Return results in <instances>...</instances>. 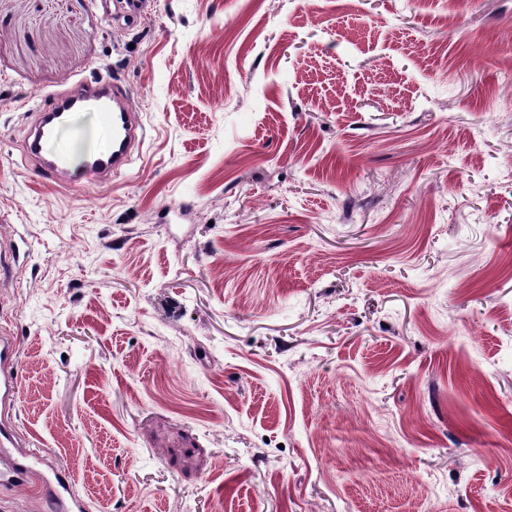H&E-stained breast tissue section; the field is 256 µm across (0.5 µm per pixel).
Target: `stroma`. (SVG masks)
Instances as JSON below:
<instances>
[{"mask_svg": "<svg viewBox=\"0 0 512 512\" xmlns=\"http://www.w3.org/2000/svg\"><path fill=\"white\" fill-rule=\"evenodd\" d=\"M146 139L34 178L33 97ZM20 452L96 512H512V0H0ZM67 87L41 99L23 143L33 175L73 189L79 181L72 169L74 148L60 141L78 112H93L105 142L85 150L83 169L88 179L101 184L126 170L146 137L141 113L132 107L127 87L111 76L67 81ZM55 144V149L50 148Z\"/></svg>", "mask_w": 512, "mask_h": 512, "instance_id": "obj_1", "label": "stroma"}]
</instances>
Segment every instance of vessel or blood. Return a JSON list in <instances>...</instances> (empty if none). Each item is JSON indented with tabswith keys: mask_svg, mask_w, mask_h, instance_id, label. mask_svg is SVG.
Returning a JSON list of instances; mask_svg holds the SVG:
<instances>
[{
	"mask_svg": "<svg viewBox=\"0 0 512 512\" xmlns=\"http://www.w3.org/2000/svg\"><path fill=\"white\" fill-rule=\"evenodd\" d=\"M93 113L105 140L87 149L83 169L88 179L110 183L113 175L128 167L131 157L146 137L140 112L132 107L126 86L109 76L91 77L68 82L66 88L41 99L23 143L25 157L34 176L56 185L73 189L78 179L72 169L75 151L62 142L61 136L70 128L78 113ZM16 344L12 337L0 336V405H13L19 393L14 370ZM18 441L15 427L0 421V482L13 483L29 476L27 461L13 459L10 448ZM73 477L68 471L54 473L48 485V498L54 512H84L83 501L72 494Z\"/></svg>",
	"mask_w": 512,
	"mask_h": 512,
	"instance_id": "obj_1",
	"label": "vessel or blood"
}]
</instances>
